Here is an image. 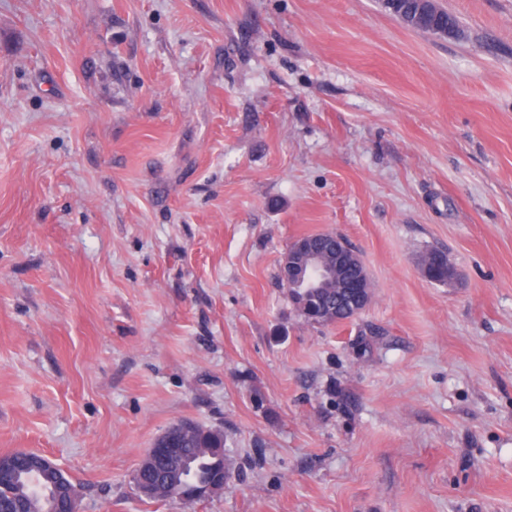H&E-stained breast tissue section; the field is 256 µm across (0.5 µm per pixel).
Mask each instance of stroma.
<instances>
[{
  "instance_id": "obj_1",
  "label": "stroma",
  "mask_w": 512,
  "mask_h": 512,
  "mask_svg": "<svg viewBox=\"0 0 512 512\" xmlns=\"http://www.w3.org/2000/svg\"><path fill=\"white\" fill-rule=\"evenodd\" d=\"M0 0V453L84 512H512V0ZM334 231L372 298L280 284ZM444 250L452 284L421 260ZM190 419L233 479L132 476Z\"/></svg>"
}]
</instances>
